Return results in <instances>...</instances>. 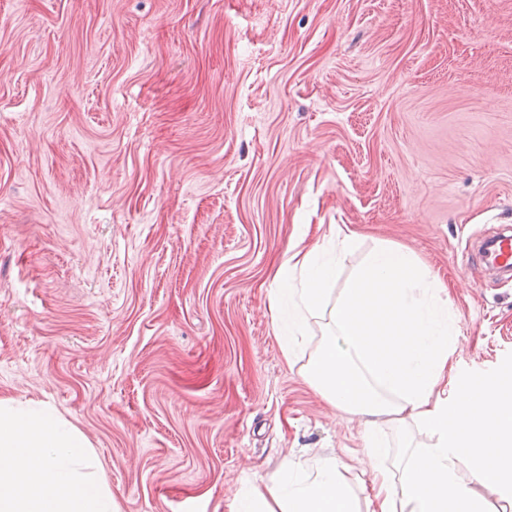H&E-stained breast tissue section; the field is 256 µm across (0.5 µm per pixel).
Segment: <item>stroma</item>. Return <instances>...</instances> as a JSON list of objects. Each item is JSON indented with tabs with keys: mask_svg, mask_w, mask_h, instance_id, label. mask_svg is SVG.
I'll return each instance as SVG.
<instances>
[{
	"mask_svg": "<svg viewBox=\"0 0 512 512\" xmlns=\"http://www.w3.org/2000/svg\"><path fill=\"white\" fill-rule=\"evenodd\" d=\"M512 0H0V399L57 409L119 512H238L359 422L287 363L291 239L437 275L454 376L512 369ZM481 261L494 268L512 270V234L499 235L480 251Z\"/></svg>",
	"mask_w": 512,
	"mask_h": 512,
	"instance_id": "1",
	"label": "stroma"
}]
</instances>
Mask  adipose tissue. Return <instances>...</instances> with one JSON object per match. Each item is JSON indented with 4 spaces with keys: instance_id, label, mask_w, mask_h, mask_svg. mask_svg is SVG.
Wrapping results in <instances>:
<instances>
[{
    "instance_id": "ef3b65f1",
    "label": "adipose tissue",
    "mask_w": 512,
    "mask_h": 512,
    "mask_svg": "<svg viewBox=\"0 0 512 512\" xmlns=\"http://www.w3.org/2000/svg\"><path fill=\"white\" fill-rule=\"evenodd\" d=\"M357 246L346 228L311 247L296 239L278 268L270 311L290 360L310 319L326 320L306 378L340 416L363 426L373 490L367 512H489L478 484L512 500V385L495 377L439 394L454 354L446 288L413 252L387 244L340 279L337 256ZM387 427L403 448L397 477L381 463ZM420 429L432 436L428 446L413 442ZM461 460L471 465V482L456 475ZM97 469L84 437L53 408L0 401V512H117ZM248 512L357 510L338 462L326 457L309 470L289 462L254 489Z\"/></svg>"
}]
</instances>
